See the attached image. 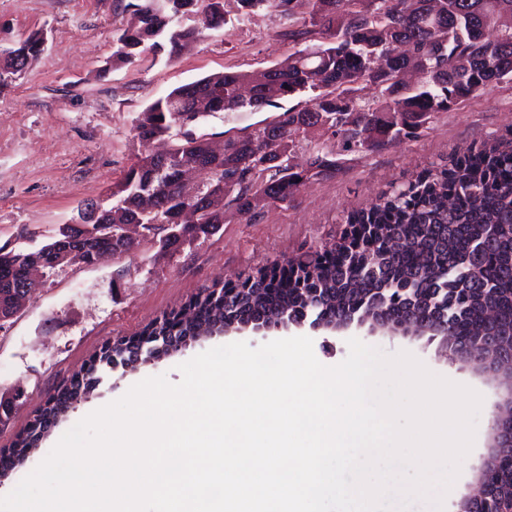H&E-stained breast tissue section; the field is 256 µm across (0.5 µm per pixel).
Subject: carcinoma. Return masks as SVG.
<instances>
[{"mask_svg": "<svg viewBox=\"0 0 512 512\" xmlns=\"http://www.w3.org/2000/svg\"><path fill=\"white\" fill-rule=\"evenodd\" d=\"M248 15L264 5L290 13L292 0H238ZM312 0L308 18L289 31L294 40L308 42L288 58L261 71H228L179 86L142 111L132 128L145 147L153 138L172 141L167 155L149 153L112 189L123 198L125 219L137 224H172L185 207L200 211L198 227L184 239L191 244L207 239L226 221L228 209L246 217L258 193L274 204L293 201L300 188L341 170V161L323 153L316 129L322 116L340 114V133L351 153L378 150L392 142L419 137L432 115L448 112L512 77V29L496 28L497 17L512 16V0ZM129 26L117 40L112 66L130 64L146 47L178 53L183 42L218 31L224 25V0H166L165 11L129 3ZM192 17L195 24L179 20ZM38 37L19 44L0 68V76L28 67L38 56ZM412 44L425 51L433 66L426 84L402 92L395 81L405 60L391 56L396 45ZM249 84L255 97L246 98L239 87ZM306 95L305 104L284 107L282 101ZM273 107L280 110L271 122L228 137L243 155L253 158L254 169L239 167V159L220 160L203 173L194 199L180 192L183 170L199 161L211 163L209 143L185 128V118L202 117L217 110L239 112ZM288 139L296 150L303 141L312 149L308 164L294 169L279 160L277 140ZM149 189L158 198L157 211L145 216L136 194ZM348 224H383L388 235L406 242V251H383L376 262L360 260L349 266L337 261L321 272L322 256L294 261L317 271L314 288H414L436 293L458 288L452 319L464 329L478 323L472 318L470 298L484 295L496 308L501 322L512 326V138L449 161L448 167L428 171L385 193L367 210L347 215ZM462 267L468 274L458 280L432 274L444 267ZM262 310L244 300L219 307L210 332H224L226 322L261 318Z\"/></svg>", "mask_w": 512, "mask_h": 512, "instance_id": "cac0c4a2", "label": "carcinoma"}]
</instances>
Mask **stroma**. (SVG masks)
I'll list each match as a JSON object with an SVG mask.
<instances>
[{"instance_id":"35a3bbf8","label":"stroma","mask_w":512,"mask_h":512,"mask_svg":"<svg viewBox=\"0 0 512 512\" xmlns=\"http://www.w3.org/2000/svg\"><path fill=\"white\" fill-rule=\"evenodd\" d=\"M129 0H0V62L20 41L45 35L41 54L0 87V246H26L69 223L80 204L98 200L135 165L142 148L135 118L172 89L224 71L262 70L304 49L289 39L291 24L310 11L292 0L290 16L262 7L241 16L224 0V27L179 55L144 50L133 64L107 67L129 19ZM276 109L221 112L195 123L196 134L216 143L224 133L272 120ZM512 132V84L500 85L453 110L434 115L422 136L360 154H346L327 136L320 148L343 156V171L302 188L290 205H271L253 220L229 216L207 240L160 253L148 240L130 253L89 267H68L40 283L10 327L0 331V388H22L25 397L5 424L0 448L26 433L47 397L68 385L90 358L114 340L135 335L181 310L204 289L246 280L256 269L334 247L348 213L369 208L391 186L435 169L454 152L480 148ZM279 332L219 335L130 371L100 367V382L52 430L40 449L0 482L10 493L50 453L62 435L92 411L122 397L141 380L163 375L181 380L180 364L211 348L243 341L257 347ZM385 353H411L432 373L478 392L482 405L473 447L444 498L457 512L476 468L487 456V431L497 388L459 365L437 360L435 345L352 329L313 334L316 358L334 366L348 355L349 339Z\"/></svg>"}]
</instances>
